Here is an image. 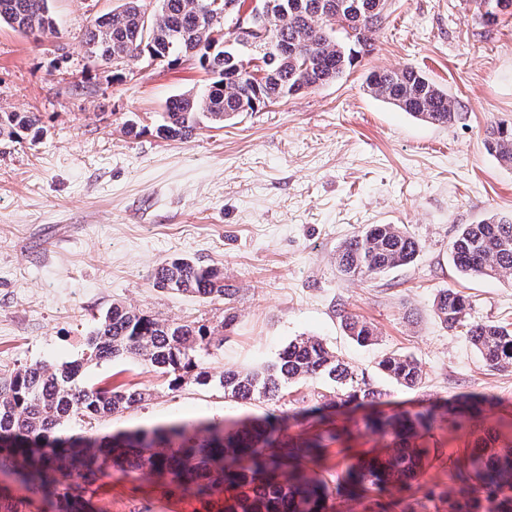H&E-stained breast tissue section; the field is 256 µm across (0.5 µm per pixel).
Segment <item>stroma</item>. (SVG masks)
Instances as JSON below:
<instances>
[{
    "label": "stroma",
    "instance_id": "stroma-1",
    "mask_svg": "<svg viewBox=\"0 0 512 512\" xmlns=\"http://www.w3.org/2000/svg\"><path fill=\"white\" fill-rule=\"evenodd\" d=\"M121 2L53 0L57 33L41 42L0 26V112L38 113L42 127L38 138L0 142V374L79 359L100 316L122 303L224 325L223 347L198 359L214 375L272 362L296 337L317 336L393 405L478 393L493 403L490 419L512 416V372L484 368L434 313L448 288L468 299L470 321L512 324V285L461 277L448 258L459 225L512 215V164L485 147L490 127H512V15L487 27L473 0H389L374 51L341 80L166 141L155 133L166 100L203 91L211 76L191 56L174 65L88 59L82 32ZM406 67L448 92L456 122H421L368 93L369 72ZM368 224L405 225L420 245L414 263L373 279L340 273L337 247ZM175 257L222 268L234 295L209 302L155 288V270ZM345 313L374 326V344L350 338ZM390 351L415 355L420 387L379 373ZM83 383L153 396L90 424L71 418L60 435L266 409L211 384L170 386L132 359L90 366ZM383 444L354 434L350 454L330 447L313 468L335 475ZM92 489L95 512H205L150 475L116 470Z\"/></svg>",
    "mask_w": 512,
    "mask_h": 512
}]
</instances>
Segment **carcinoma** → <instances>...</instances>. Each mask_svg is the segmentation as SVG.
I'll list each match as a JSON object with an SVG mask.
<instances>
[{
    "label": "carcinoma",
    "instance_id": "carcinoma-1",
    "mask_svg": "<svg viewBox=\"0 0 512 512\" xmlns=\"http://www.w3.org/2000/svg\"><path fill=\"white\" fill-rule=\"evenodd\" d=\"M274 2L267 12L265 41L271 52L255 57L236 53L227 43L216 0H124L120 9L97 17L81 42L89 57L102 62L145 58L177 62L192 55L212 75L203 92L185 91L171 98L157 135L182 140L206 122L217 125L240 112H253L288 100L305 88L341 79L354 62L358 46L368 51L381 26L388 0H256ZM52 0H0V23L37 37L55 34ZM479 20L492 26L512 10V0H474ZM366 88L375 98L413 117L437 125L457 118L448 93L413 68L373 71ZM33 112H1L0 136L39 129ZM486 148L512 162V132L492 127ZM418 241L403 224H370L344 240L336 253L344 274L375 278L412 264ZM463 277L512 283V218L492 215L478 224H462L448 248ZM156 287L201 299L232 296L224 272L189 258H174L153 274ZM438 319L449 329L462 328L491 370H512V330L494 323H469L467 300L442 290L434 302ZM349 336L361 345L374 341L371 326L352 314L342 315ZM221 328L196 321L181 324L125 305H114L85 339L81 358L58 367L34 364L0 376V473H7L40 493L51 512H91V499L71 483L78 476L92 485L109 469L128 474H159L172 493L204 501L206 512H341L332 504L354 491L412 492L407 498L374 502L370 512H512V420L484 425L489 403L472 396L448 401L444 414L429 404L416 411L389 414L371 410L352 420L385 440V452L346 466L334 480L310 473L309 465L331 445L349 449L351 431L332 426L331 412L341 407L371 406L387 395L368 375L336 357L316 336L290 342L276 361L261 368L224 372L218 384L235 400H262L272 409L232 427L213 421L198 425L179 420L152 430L106 437L61 438L58 426L73 416L94 420L135 407L150 397L146 389L86 387L84 369L104 361L137 359L170 384L207 385L212 375L198 369L197 357L224 344ZM392 382L414 388L422 375L410 353L389 352L378 361ZM309 389L300 406L285 402L293 386ZM306 422L314 432L293 436L285 419ZM449 424L473 440L461 453L448 455L455 487L421 498L426 468L445 455L436 431ZM23 502L0 484V512H22Z\"/></svg>",
    "mask_w": 512,
    "mask_h": 512
}]
</instances>
